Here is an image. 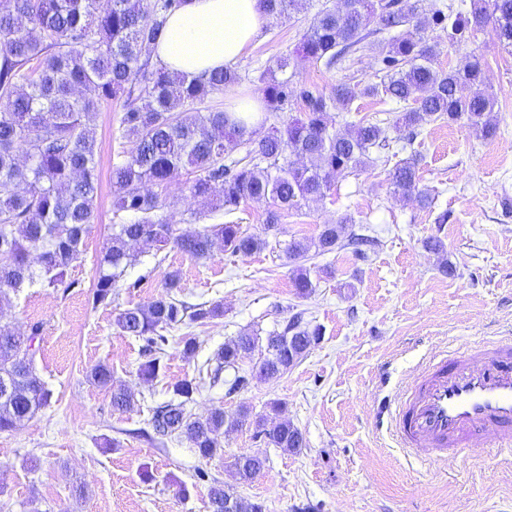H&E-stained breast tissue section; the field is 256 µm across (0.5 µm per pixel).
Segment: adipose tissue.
Segmentation results:
<instances>
[{
  "label": "adipose tissue",
  "mask_w": 512,
  "mask_h": 512,
  "mask_svg": "<svg viewBox=\"0 0 512 512\" xmlns=\"http://www.w3.org/2000/svg\"><path fill=\"white\" fill-rule=\"evenodd\" d=\"M265 19L261 0H184L153 56L168 71L198 77L240 60Z\"/></svg>",
  "instance_id": "1"
}]
</instances>
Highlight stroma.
<instances>
[{"instance_id":"obj_1","label":"stroma","mask_w":512,"mask_h":512,"mask_svg":"<svg viewBox=\"0 0 512 512\" xmlns=\"http://www.w3.org/2000/svg\"><path fill=\"white\" fill-rule=\"evenodd\" d=\"M337 5L313 0L310 11L266 21L237 63L243 80L231 93L261 89L260 70L295 47L315 9ZM475 51L486 59L481 90L495 99L496 138L438 120L424 123L409 145L407 128L390 129L389 146L373 165L337 177L327 197L291 212L260 252L219 251L194 260L134 245L139 262L120 279L108 307L92 304L96 258L112 233V160L127 144L111 133L120 104L98 112L99 218L68 269L67 288L37 283L0 306V323L14 331L41 323L37 369L50 391L47 405L17 430L0 433V512H209L216 480L262 503L264 512H512V455L494 451L429 465L396 446L378 413L380 400L404 386L424 358L512 334V52L487 29L445 46L439 62L460 68ZM296 77L328 95L342 83L379 80L367 51L349 70L299 62ZM408 154L418 160L430 206L389 190V171ZM189 181L184 173L168 186L164 215L183 231L223 223V212L207 211L191 197ZM443 212L448 220L441 224ZM346 213L356 219L354 232L373 238L374 246L362 258L348 248L318 253L322 226ZM431 237L442 240L443 253L426 249ZM294 239L308 247L315 288L306 298L292 287L284 252ZM175 269L180 299L222 302L224 315L173 329L162 371L147 382L139 373L143 342L124 335L116 318L160 296ZM297 312L321 330L307 357L281 376L258 380L265 349L257 347L224 369L221 383L202 388L189 409L203 415L220 406L233 419L244 407L252 416L268 415L269 403L281 402L284 418L305 437L302 448L268 447L250 425L221 434V451L209 459L182 437L162 446L145 438L153 407L172 399L176 383L206 374L225 341L246 330L267 336ZM180 336L195 337L193 357L183 355ZM100 362L111 366L114 384L131 392L128 410H113L110 389L88 380ZM237 375L250 382L229 392ZM242 453L268 458L249 483L233 468Z\"/></svg>"}]
</instances>
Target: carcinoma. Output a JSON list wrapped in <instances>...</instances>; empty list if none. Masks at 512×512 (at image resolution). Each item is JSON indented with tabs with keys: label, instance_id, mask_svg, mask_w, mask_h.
Instances as JSON below:
<instances>
[{
	"label": "carcinoma",
	"instance_id": "cac0c4a2",
	"mask_svg": "<svg viewBox=\"0 0 512 512\" xmlns=\"http://www.w3.org/2000/svg\"><path fill=\"white\" fill-rule=\"evenodd\" d=\"M339 9L323 8L299 44L260 76L268 114L279 116L289 99L300 112L283 119L263 135L247 127L244 118L205 107L215 93L239 84L243 77L226 66L206 78L187 79L161 67L152 55L168 17L183 0H0V304L21 288L36 282L48 288H67L66 273L82 252L88 227L98 218L100 172L93 121L100 109L122 101L120 138L130 143L121 160L112 165V214L116 223L105 253L98 260L93 305L110 306L115 284L135 261L131 245L140 241L155 253L177 249L192 259H207L220 249L233 256H248L267 245L235 221L210 224L182 233L161 214L163 192L182 171L194 178L193 198L214 211L234 215L248 203L266 205L264 233L278 230L282 218L311 201L327 196L336 176L361 170L373 162L371 153L385 145L390 121L361 118L338 131L329 112L338 104L351 111L359 97L402 105L399 123L414 129L421 122H462L477 135L490 139L497 133L492 118L493 97L466 88L484 79L485 59L472 54L466 65L445 70L436 65L444 45H460L473 32L492 27L504 48H512V0H473L471 10H449L444 5L427 15L420 0H342ZM272 20L308 10L310 0H262ZM400 27L409 34L377 40L375 36ZM434 32L436 36L429 37ZM378 57L383 75L377 83L339 84L327 96L295 83L287 72L296 59L327 69L349 68L361 51ZM392 193L429 202L419 187L415 158L402 159L389 174ZM355 223L345 214L323 225L318 236L320 253L344 247L365 255L366 235H346ZM307 247L291 241L286 248L293 268V286L304 298L316 285L302 264ZM179 270L167 273L165 294L148 304L119 313L117 326L126 336L146 341V360L139 373L158 377L163 332L186 321L196 322L224 313L220 305L208 308L173 297L180 288ZM41 324L26 334L0 326V432L17 425L44 407L50 391L35 367ZM319 329L303 325L294 314L282 328L269 332L267 355L256 378L288 372L319 343ZM258 337L244 332L224 343L215 354L209 384L221 381L224 368L256 348ZM88 378L112 388V407L131 405L128 392L112 383V368L100 363ZM194 379L175 385L174 398L153 408L155 440L184 436L206 459L220 449L224 428L248 424L243 407L230 421L222 408L204 416L187 409L200 392ZM256 434L283 452L304 445L301 430L286 419L253 421ZM266 458L243 453L234 460L240 480L252 481ZM211 512H264V506L224 489L218 481L208 492Z\"/></svg>",
	"mask_w": 512,
	"mask_h": 512
}]
</instances>
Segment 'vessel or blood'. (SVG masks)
I'll list each match as a JSON object with an SVG mask.
<instances>
[{
    "instance_id": "vessel-or-blood-1",
    "label": "vessel or blood",
    "mask_w": 512,
    "mask_h": 512,
    "mask_svg": "<svg viewBox=\"0 0 512 512\" xmlns=\"http://www.w3.org/2000/svg\"><path fill=\"white\" fill-rule=\"evenodd\" d=\"M401 447L430 461L467 456L470 442L512 452V345L464 350L427 367L398 404L383 402Z\"/></svg>"
}]
</instances>
